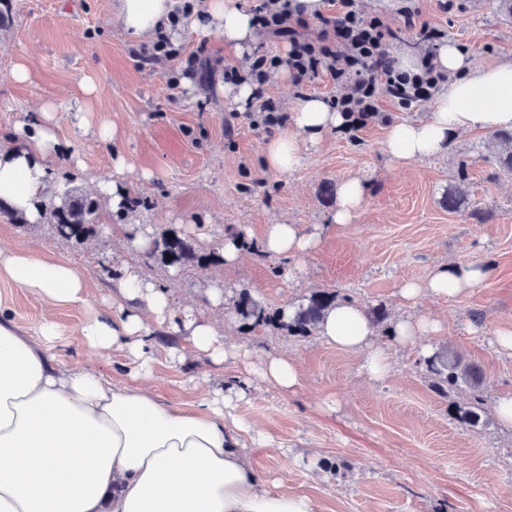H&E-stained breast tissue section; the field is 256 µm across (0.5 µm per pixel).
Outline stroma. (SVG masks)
Returning <instances> with one entry per match:
<instances>
[{"label": "stroma", "instance_id": "35a3bbf8", "mask_svg": "<svg viewBox=\"0 0 512 512\" xmlns=\"http://www.w3.org/2000/svg\"><path fill=\"white\" fill-rule=\"evenodd\" d=\"M112 2L11 0V25L0 28V151L18 147L13 128L27 113L52 105L59 147L46 195L66 185L97 196V182L111 179L119 153L129 163L121 186L143 203L118 224L111 207L101 205L99 234L83 244L56 236L50 224L0 216V243L71 262L100 299L117 297L126 265L135 264L180 306L207 308L211 288L223 289L229 301L248 291L272 309L337 289L363 308L383 306L393 319L411 311L440 318L441 333L411 345L375 336L389 362L387 375L375 380L362 367V353L234 314L223 324L234 356L220 364L204 357L181 362L158 350L151 384L163 400L189 408L201 393L249 380L250 363L261 357H291L301 375L295 391L251 380L250 397L235 408L263 432L247 456L279 491L311 497L318 512H512V426L496 413L499 396L512 392V351L495 343L497 329L512 325V173H494L490 133L457 137L446 153L399 167L384 152L385 124H369L355 141L330 129L294 170L269 171L263 152L270 132L250 126L244 108L224 96V68L243 66L242 55L213 34L184 38L179 57L140 66ZM415 5L419 23L463 46L476 67L512 60V23L487 0H453L446 9L441 0ZM197 52L208 61L209 79L171 87ZM19 62L30 71L23 82L13 77ZM86 77L97 88L90 117L112 125V142L94 141L74 119L78 83ZM266 93L287 117L304 96L326 99L340 90L324 78L301 91L282 71ZM462 158L469 163L467 205L451 213L442 200ZM352 175L366 183L364 207L354 223L339 226L331 219L336 187ZM140 224L205 250L225 237L241 238L243 259L203 271L163 267L133 249ZM269 224L318 233L317 251L300 261L262 251ZM460 262L483 265L485 280L452 298L426 293L412 308L401 301L404 282ZM429 350L480 366L485 427H467L454 416L469 391L434 392L422 366Z\"/></svg>", "mask_w": 512, "mask_h": 512}]
</instances>
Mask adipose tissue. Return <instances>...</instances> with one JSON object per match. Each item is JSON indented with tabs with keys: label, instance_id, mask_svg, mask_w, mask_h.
Returning a JSON list of instances; mask_svg holds the SVG:
<instances>
[{
	"label": "adipose tissue",
	"instance_id": "1",
	"mask_svg": "<svg viewBox=\"0 0 512 512\" xmlns=\"http://www.w3.org/2000/svg\"><path fill=\"white\" fill-rule=\"evenodd\" d=\"M180 0H114V11L134 41L168 23ZM187 19L190 31L216 32L226 48L241 52L253 41L252 15L243 0H203ZM448 74L429 117L391 123L384 151L403 164L443 153L466 132L512 129V62L473 68L466 51L444 44L436 58ZM342 113L322 100H301L287 129L264 149L265 167L289 171L306 145L340 127ZM21 148L0 154V200L42 222L35 207L56 160L58 136L49 108L19 121ZM366 184L359 176L336 188L333 221L353 223L363 208ZM319 245L296 224L267 225L265 252L301 259ZM485 277L482 266L456 264L434 270L425 282L400 290L407 305L423 293L454 297ZM34 295L45 309L29 326L19 325L0 305V512H317L313 499L277 491L250 468L245 438L256 423L232 417L248 397L247 387L205 393L190 409L170 404L147 385L159 337H179L177 358L225 360L228 351L217 325L194 308H176L168 291L133 265L120 282V304L95 306L89 282L68 261L0 247V280ZM61 307L86 310L79 334L86 352L79 365L60 351L66 332L54 319ZM328 345L365 353L366 371L385 377L389 364L375 346V328L364 310L337 301L319 324ZM117 352L129 381L100 372L96 356ZM263 382L291 391L300 384L292 359L268 355L252 365Z\"/></svg>",
	"mask_w": 512,
	"mask_h": 512
}]
</instances>
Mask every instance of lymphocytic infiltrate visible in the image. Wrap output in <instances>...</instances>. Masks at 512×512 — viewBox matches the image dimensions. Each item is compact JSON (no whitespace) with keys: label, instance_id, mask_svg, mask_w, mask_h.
Masks as SVG:
<instances>
[{"label":"lymphocytic infiltrate","instance_id":"f902f5d3","mask_svg":"<svg viewBox=\"0 0 512 512\" xmlns=\"http://www.w3.org/2000/svg\"><path fill=\"white\" fill-rule=\"evenodd\" d=\"M328 5L330 13L323 17L322 34L314 42L304 38L308 19L292 0H262L256 7L258 30L287 42L288 50L282 56L253 57L244 70L235 66L224 70L227 83L255 84L257 105L247 113L252 125L270 128L281 123L277 105L264 91L274 72L280 69L287 70L298 86L325 75L347 86V93L331 97L330 105L346 116L351 131L379 119L381 97L406 108L430 98L446 81L432 50L421 59L417 71L401 69L386 51L387 45L398 39L399 30L380 19L365 17L357 0H328Z\"/></svg>","mask_w":512,"mask_h":512}]
</instances>
